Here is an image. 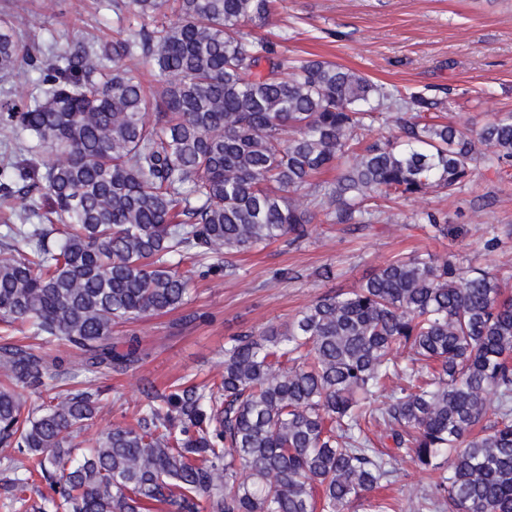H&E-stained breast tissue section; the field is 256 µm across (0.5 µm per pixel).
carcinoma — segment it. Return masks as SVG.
Listing matches in <instances>:
<instances>
[{
  "mask_svg": "<svg viewBox=\"0 0 512 512\" xmlns=\"http://www.w3.org/2000/svg\"><path fill=\"white\" fill-rule=\"evenodd\" d=\"M274 2L112 0L140 27L57 60L0 16V82L40 73L38 93L0 108L24 142L0 158V204L26 199L0 235V490L19 512H47L27 496L38 481L54 512H512V268L448 255L394 257L238 334L220 382L174 384L74 444L106 390L57 388L143 359L112 330L182 306L184 260L230 276L236 253L298 244L312 224L363 231L383 200L451 197L480 160L512 167L511 112L470 133L421 95L279 56L261 34ZM416 219L448 235L443 212ZM16 329L73 354L49 360ZM405 459L429 475L406 510L373 495Z\"/></svg>",
  "mask_w": 512,
  "mask_h": 512,
  "instance_id": "obj_1",
  "label": "carcinoma"
}]
</instances>
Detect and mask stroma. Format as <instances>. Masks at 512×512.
Masks as SVG:
<instances>
[{"label": "stroma", "instance_id": "obj_1", "mask_svg": "<svg viewBox=\"0 0 512 512\" xmlns=\"http://www.w3.org/2000/svg\"><path fill=\"white\" fill-rule=\"evenodd\" d=\"M47 57L72 50L87 33L111 37L116 17L103 0H0ZM264 34L294 59H328L385 86L443 103L449 119L476 130L512 112V0H277ZM443 211L455 235H438L414 213ZM389 223L352 233L317 224L300 246L275 241L232 257V276L193 279L188 301L168 313L116 328L136 335L144 360L124 373L79 371L74 383L109 386L97 420L77 441L92 444L101 431L129 422L148 395L168 392L178 379L220 380L224 345L240 332L281 326L317 297L356 287L393 256L448 254L476 266L512 267V237L486 250L490 227L512 228V168L481 162L455 196L429 193L391 203ZM332 268V278L321 275ZM289 270L286 279L276 271Z\"/></svg>", "mask_w": 512, "mask_h": 512}]
</instances>
